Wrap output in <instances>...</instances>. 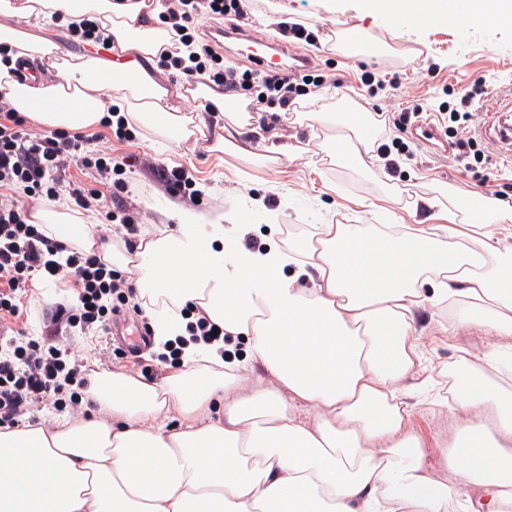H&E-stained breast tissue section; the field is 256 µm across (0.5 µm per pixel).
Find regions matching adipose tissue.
<instances>
[{
  "mask_svg": "<svg viewBox=\"0 0 512 512\" xmlns=\"http://www.w3.org/2000/svg\"><path fill=\"white\" fill-rule=\"evenodd\" d=\"M408 7L451 22L512 17V0ZM160 11L159 0H0L6 15L93 17L112 44L57 60L50 40L1 31L11 59H54L56 75L29 85L0 63V96L43 127L91 129L113 106L159 143H181L198 127L168 110V86L145 66L170 40ZM349 130L337 164L368 167L359 118ZM163 216L131 250L98 246L94 215L65 201L32 221L135 273L156 343L185 338L182 311L198 309L244 337L248 356L188 342L182 368L160 381L88 375L99 410L87 419L1 428L0 512H512L511 224H311L292 245L254 251L225 244L224 213ZM429 307L493 338L479 360L455 362L454 427L436 470L406 384L420 362L416 316ZM258 368L271 384L249 385Z\"/></svg>",
  "mask_w": 512,
  "mask_h": 512,
  "instance_id": "obj_1",
  "label": "adipose tissue"
}]
</instances>
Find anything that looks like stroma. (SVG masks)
I'll use <instances>...</instances> for the list:
<instances>
[{
	"mask_svg": "<svg viewBox=\"0 0 512 512\" xmlns=\"http://www.w3.org/2000/svg\"><path fill=\"white\" fill-rule=\"evenodd\" d=\"M283 22L317 30L316 43L292 42L288 49L310 58L325 79L323 86L311 87L300 106L290 111L250 113L241 134L254 154L246 157L213 150V143L225 134L224 114L205 111L204 100L191 95L184 77L165 74L172 111L193 117L202 133L164 148L141 129L133 140L120 141L110 129L97 127L98 148L114 160H127L120 179L132 188L115 198L104 196V210H111L113 200H122L147 230L172 202L203 212L221 211L251 225V237L262 245L282 240L287 225L452 224L486 197L507 202L499 221L512 224V154L481 135L489 113L512 94V22L490 25L471 19L431 27L419 20L397 22L375 14L363 0H261L242 30L258 37L275 36ZM0 26H21L34 37L51 40L62 57L89 51L63 26L2 15ZM366 71L375 73L381 86H364L360 76ZM477 78L485 80L489 93L469 107L470 134L487 159L471 169L433 157L409 132L385 127L387 111L415 107L423 118L433 120L439 106L459 107L463 89ZM347 112L369 113L378 127L377 142H403L397 174H389L381 159L362 172L332 162L336 125ZM173 168L183 169L195 181L197 196L188 197L166 182L162 173ZM447 194L456 201L451 211L426 203L427 197ZM270 197L275 206L267 205ZM417 327L424 365L436 370L444 389L451 384L445 369L460 351L478 357L488 342L482 330L457 328L453 314L445 309L419 313ZM75 343L76 354L90 369L154 381L174 369L148 352L137 363L123 358L108 331L77 336ZM451 423L445 401L416 408L411 425L429 449L427 464L437 465V445Z\"/></svg>",
	"mask_w": 512,
	"mask_h": 512,
	"instance_id": "1",
	"label": "stroma"
}]
</instances>
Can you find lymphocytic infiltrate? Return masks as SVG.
I'll return each instance as SVG.
<instances>
[{"label": "lymphocytic infiltrate", "instance_id": "obj_1", "mask_svg": "<svg viewBox=\"0 0 512 512\" xmlns=\"http://www.w3.org/2000/svg\"><path fill=\"white\" fill-rule=\"evenodd\" d=\"M253 0H168L166 21L174 44L159 64L187 79L207 76L225 94H245L253 111L286 112L304 95L308 75L297 71L241 70L196 37L199 16L247 18ZM21 113L0 100V427L22 425L33 411L50 405L80 404L87 384L83 364L71 351L76 333L109 328L137 298L132 284L104 263L97 252H72L55 258L60 246L39 225L30 223L28 197L51 201L69 196L83 209L98 205L112 185V159L87 152L82 132L29 131ZM95 168L101 186L85 189L66 181L71 163ZM64 285L62 302L47 313L43 336L34 339L15 329L24 304L38 282Z\"/></svg>", "mask_w": 512, "mask_h": 512}]
</instances>
